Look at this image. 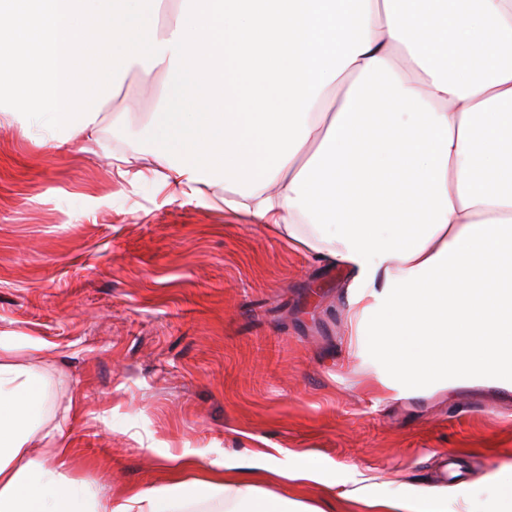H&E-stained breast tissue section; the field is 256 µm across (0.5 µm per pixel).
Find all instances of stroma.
Segmentation results:
<instances>
[{
    "mask_svg": "<svg viewBox=\"0 0 512 512\" xmlns=\"http://www.w3.org/2000/svg\"><path fill=\"white\" fill-rule=\"evenodd\" d=\"M165 74L129 72L102 103V146L57 150L0 124V332L42 339L48 403L81 397L70 474L94 492L165 480L169 455H219L250 477L260 452L320 482L273 494L363 512L377 497L458 485L448 512H512V393L459 386L382 401L347 356L345 273L313 264L207 197L158 192L131 139ZM128 123L113 126L114 113ZM132 162L119 172L114 155Z\"/></svg>",
    "mask_w": 512,
    "mask_h": 512,
    "instance_id": "stroma-1",
    "label": "stroma"
}]
</instances>
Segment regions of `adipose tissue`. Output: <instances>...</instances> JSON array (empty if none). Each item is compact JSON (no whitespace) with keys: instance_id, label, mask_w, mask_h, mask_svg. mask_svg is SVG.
Instances as JSON below:
<instances>
[{"instance_id":"1","label":"adipose tissue","mask_w":512,"mask_h":512,"mask_svg":"<svg viewBox=\"0 0 512 512\" xmlns=\"http://www.w3.org/2000/svg\"><path fill=\"white\" fill-rule=\"evenodd\" d=\"M104 0H0V122L33 117L64 147L96 138L101 106L71 111L72 20ZM112 88L163 69L153 138L161 187L203 197L318 265L341 267L353 358L384 399L451 386L512 391V0H118ZM176 4L175 24L160 12ZM0 332V512H306L188 450L171 478L119 498L70 478V399L50 422L43 375ZM369 512H448V490Z\"/></svg>"}]
</instances>
